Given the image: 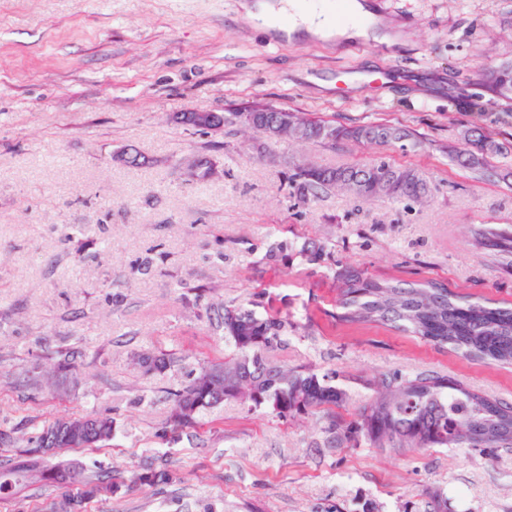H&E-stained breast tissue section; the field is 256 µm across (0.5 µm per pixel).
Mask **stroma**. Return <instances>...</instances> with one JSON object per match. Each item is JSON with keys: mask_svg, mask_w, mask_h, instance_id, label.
<instances>
[{"mask_svg": "<svg viewBox=\"0 0 512 512\" xmlns=\"http://www.w3.org/2000/svg\"><path fill=\"white\" fill-rule=\"evenodd\" d=\"M249 0H0V421L111 416L116 438L72 450L86 467L131 476L166 453L178 482L132 486L89 512H512V447L373 448L328 444L384 378L445 376L512 405V365L485 364L381 325L330 318L334 272L437 279L512 305V264L477 250L478 228L512 230V99L486 84L512 63V0H366L376 38L287 40L255 30ZM381 75L344 93L346 69ZM263 100L341 124L389 122L422 145L323 148L251 132L202 134L183 112ZM510 143L509 178L456 169L468 127ZM131 148L140 167L117 160ZM386 156L434 189L425 204L332 192L309 205L293 166ZM208 158L214 175L189 178ZM289 243L271 259L273 241ZM322 246L319 261L296 253ZM257 301L293 317L266 357L332 376L350 400L335 416L280 418L227 402L173 434L171 393L224 358L217 308ZM76 346L77 384L53 370ZM180 363L145 372L139 353Z\"/></svg>", "mask_w": 512, "mask_h": 512, "instance_id": "1", "label": "stroma"}]
</instances>
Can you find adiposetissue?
<instances>
[{
  "label": "adipose tissue",
  "instance_id": "obj_1",
  "mask_svg": "<svg viewBox=\"0 0 512 512\" xmlns=\"http://www.w3.org/2000/svg\"><path fill=\"white\" fill-rule=\"evenodd\" d=\"M287 12L292 15V21L285 30L289 37L302 31L322 39L335 36L354 38L360 34L357 28L339 27L332 15L322 8L308 11L296 6L289 10L285 5L276 4L275 0H254L253 4L246 7L247 19L265 31L277 30V16Z\"/></svg>",
  "mask_w": 512,
  "mask_h": 512
}]
</instances>
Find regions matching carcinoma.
Masks as SVG:
<instances>
[{
    "mask_svg": "<svg viewBox=\"0 0 512 512\" xmlns=\"http://www.w3.org/2000/svg\"><path fill=\"white\" fill-rule=\"evenodd\" d=\"M488 80L498 93L512 98V63L488 70ZM288 119V136L308 131L306 140L335 148L348 143L382 147L417 146L412 130L385 122L358 125L315 120L297 112H259L250 129L265 133L272 121ZM464 147L452 148L448 157L460 169L479 175L489 173L490 159L505 146L479 126L469 128ZM292 188L299 201L308 204L332 191L357 200L385 198L393 202H424L433 196L432 186L411 168L396 166L382 158L336 168L315 164L295 166ZM475 245L497 255L512 256V232L479 231ZM342 288L338 311L330 317L341 323H380L408 332L438 348L449 347L464 357L489 363L512 364V308L471 301L448 286L429 280L370 277L362 269L346 267L337 272ZM260 303L251 307L226 308L220 316L224 330V361L203 362L199 372L173 391L172 406L181 408L182 418L171 422L172 430L195 428L202 416L225 401L249 397L256 407L265 406L280 418L305 415L314 410L334 413L344 406L347 392L332 384L331 377L318 376L310 368L288 369L270 361L264 350L283 344L294 323L288 316L261 314ZM82 356L77 347L57 351L58 369L68 373ZM138 361L148 371H163L179 359L172 353L140 354ZM382 391L348 423L333 420L330 430L340 445L363 437L376 448L423 450L427 448H509L512 446V406L466 390L443 377L381 383ZM220 389L222 400L212 396ZM93 426V437L62 431L58 419L42 427L27 420L23 424L0 423V503L16 499L26 489L46 486L63 489L46 504L48 512H86L87 505L110 496L125 485L123 477L98 467L90 470L78 462L41 454L44 440L56 448L104 447L114 438L112 418L90 412L81 415ZM177 480L166 467L149 462L132 474L136 485L170 484Z\"/></svg>",
    "mask_w": 512,
    "mask_h": 512,
    "instance_id": "carcinoma-1",
    "label": "carcinoma"
}]
</instances>
